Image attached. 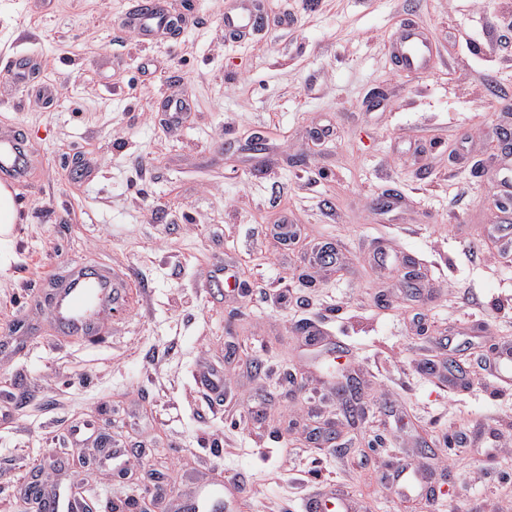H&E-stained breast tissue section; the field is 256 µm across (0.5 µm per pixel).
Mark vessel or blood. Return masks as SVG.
I'll use <instances>...</instances> for the list:
<instances>
[{"mask_svg": "<svg viewBox=\"0 0 512 512\" xmlns=\"http://www.w3.org/2000/svg\"><path fill=\"white\" fill-rule=\"evenodd\" d=\"M261 12L259 0H236L234 7L224 13L225 32L239 39L246 38L259 26ZM170 25V16L162 8L129 20L130 28L144 42L169 30ZM389 54L402 69L422 74L428 69L433 50L421 29L407 25L398 31ZM27 169L28 157L21 142L12 130L0 131V184H19ZM120 297L121 284L116 279L78 268L55 288L49 316L65 332L95 336L102 316Z\"/></svg>", "mask_w": 512, "mask_h": 512, "instance_id": "1", "label": "vessel or blood"}]
</instances>
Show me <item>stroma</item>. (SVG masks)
Returning <instances> with one entry per match:
<instances>
[{"label":"stroma","instance_id":"stroma-1","mask_svg":"<svg viewBox=\"0 0 512 512\" xmlns=\"http://www.w3.org/2000/svg\"><path fill=\"white\" fill-rule=\"evenodd\" d=\"M139 2L0 0V72L30 60L0 83L30 158L0 235V512H29L35 471L95 512H141L152 472L228 512L329 486L408 512L401 462L426 512H512V380L488 368L512 337V0H263L248 41L227 0H167L182 24L148 43ZM407 24L426 74L390 62ZM77 265L131 282L96 339L43 296Z\"/></svg>","mask_w":512,"mask_h":512}]
</instances>
